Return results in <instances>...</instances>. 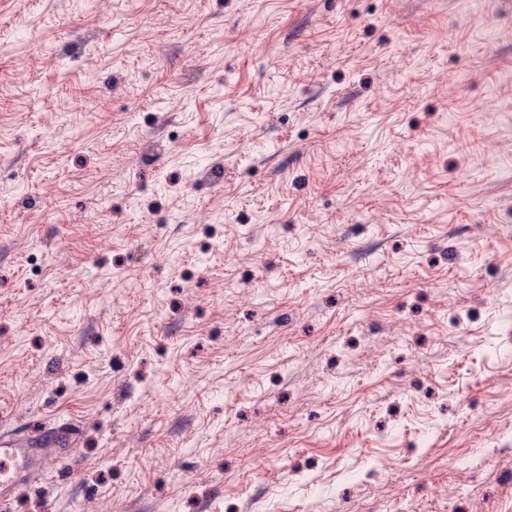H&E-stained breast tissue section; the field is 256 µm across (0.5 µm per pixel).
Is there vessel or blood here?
I'll list each match as a JSON object with an SVG mask.
<instances>
[{
    "label": "vessel or blood",
    "instance_id": "b4317fda",
    "mask_svg": "<svg viewBox=\"0 0 512 512\" xmlns=\"http://www.w3.org/2000/svg\"><path fill=\"white\" fill-rule=\"evenodd\" d=\"M76 438L69 426L39 438L0 435V512H7L34 472L55 470Z\"/></svg>",
    "mask_w": 512,
    "mask_h": 512
}]
</instances>
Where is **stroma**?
Returning <instances> with one entry per match:
<instances>
[{
    "instance_id": "stroma-1",
    "label": "stroma",
    "mask_w": 512,
    "mask_h": 512,
    "mask_svg": "<svg viewBox=\"0 0 512 512\" xmlns=\"http://www.w3.org/2000/svg\"><path fill=\"white\" fill-rule=\"evenodd\" d=\"M505 29L0 0V433H79L11 512H512Z\"/></svg>"
}]
</instances>
